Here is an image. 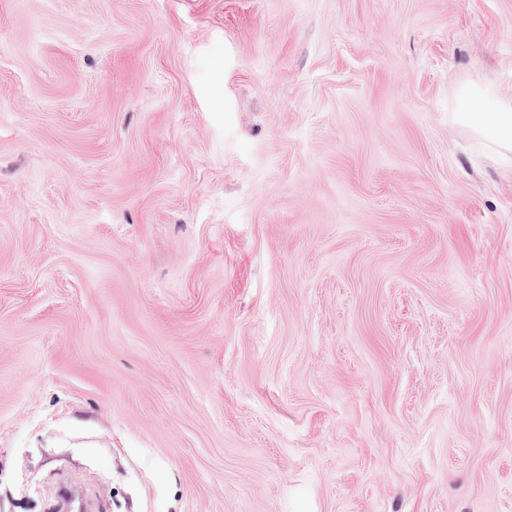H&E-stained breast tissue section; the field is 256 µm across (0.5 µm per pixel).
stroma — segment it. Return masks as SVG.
<instances>
[{
	"label": "stroma",
	"instance_id": "1",
	"mask_svg": "<svg viewBox=\"0 0 512 512\" xmlns=\"http://www.w3.org/2000/svg\"><path fill=\"white\" fill-rule=\"evenodd\" d=\"M512 0H0V512H512ZM460 96L467 105L457 115L500 152L512 153V100L499 98L489 85L465 86ZM473 101L485 103L486 110L470 112L468 104Z\"/></svg>",
	"mask_w": 512,
	"mask_h": 512
}]
</instances>
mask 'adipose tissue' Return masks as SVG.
Here are the masks:
<instances>
[{
	"label": "adipose tissue",
	"mask_w": 512,
	"mask_h": 512,
	"mask_svg": "<svg viewBox=\"0 0 512 512\" xmlns=\"http://www.w3.org/2000/svg\"><path fill=\"white\" fill-rule=\"evenodd\" d=\"M464 102L484 103L485 111L461 110L459 116L500 152L512 153V100L499 98L491 87L470 85L460 92Z\"/></svg>",
	"instance_id": "obj_1"
}]
</instances>
